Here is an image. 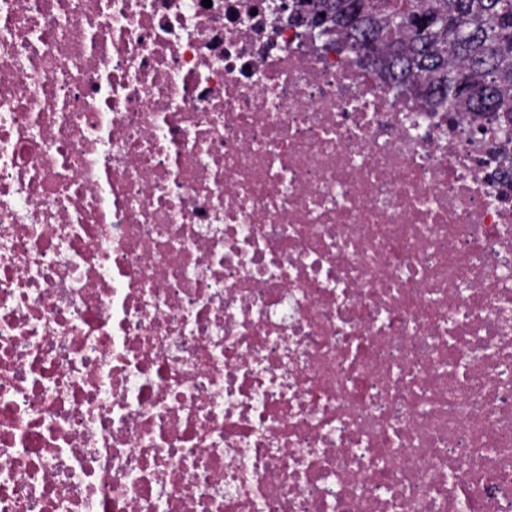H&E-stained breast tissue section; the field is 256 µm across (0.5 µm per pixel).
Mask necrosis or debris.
Instances as JSON below:
<instances>
[{
	"instance_id": "1",
	"label": "necrosis or debris",
	"mask_w": 512,
	"mask_h": 512,
	"mask_svg": "<svg viewBox=\"0 0 512 512\" xmlns=\"http://www.w3.org/2000/svg\"><path fill=\"white\" fill-rule=\"evenodd\" d=\"M272 0H0V512H512V142Z\"/></svg>"
}]
</instances>
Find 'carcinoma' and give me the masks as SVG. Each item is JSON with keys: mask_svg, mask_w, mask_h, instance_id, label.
<instances>
[{"mask_svg": "<svg viewBox=\"0 0 512 512\" xmlns=\"http://www.w3.org/2000/svg\"><path fill=\"white\" fill-rule=\"evenodd\" d=\"M288 25L321 38L336 28L347 42L342 61L365 70L388 48L389 86L426 96L434 112L466 100L477 112L501 110V90L512 85V0H294ZM462 59L460 70L448 67Z\"/></svg>", "mask_w": 512, "mask_h": 512, "instance_id": "obj_1", "label": "carcinoma"}]
</instances>
